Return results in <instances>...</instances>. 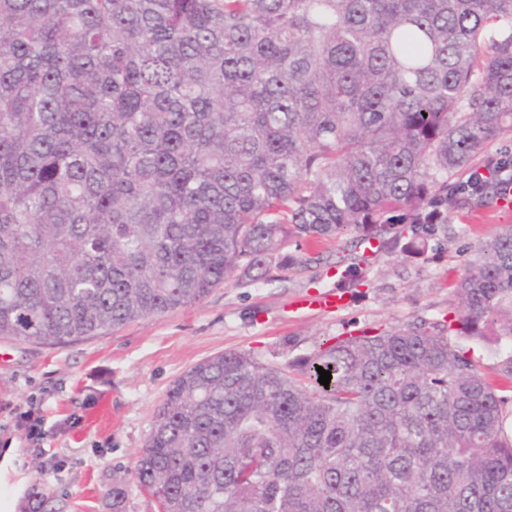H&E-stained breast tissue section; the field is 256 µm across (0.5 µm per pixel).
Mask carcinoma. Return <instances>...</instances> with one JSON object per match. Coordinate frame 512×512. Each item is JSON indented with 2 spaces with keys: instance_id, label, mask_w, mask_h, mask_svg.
Returning a JSON list of instances; mask_svg holds the SVG:
<instances>
[{
  "instance_id": "carcinoma-1",
  "label": "carcinoma",
  "mask_w": 512,
  "mask_h": 512,
  "mask_svg": "<svg viewBox=\"0 0 512 512\" xmlns=\"http://www.w3.org/2000/svg\"><path fill=\"white\" fill-rule=\"evenodd\" d=\"M507 128L512 0H0V337L63 347L262 284L291 236L421 255L459 198L506 196L478 156ZM455 293L451 320L283 366L197 363L138 486L158 512H512V365L461 346H512V224ZM466 350L470 348L469 355L472 356L484 368L491 378L497 376L501 364L512 357V348L506 345L496 346L494 344H477L463 342Z\"/></svg>"
}]
</instances>
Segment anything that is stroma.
Instances as JSON below:
<instances>
[{
  "instance_id": "stroma-1",
  "label": "stroma",
  "mask_w": 512,
  "mask_h": 512,
  "mask_svg": "<svg viewBox=\"0 0 512 512\" xmlns=\"http://www.w3.org/2000/svg\"><path fill=\"white\" fill-rule=\"evenodd\" d=\"M497 205L460 201L421 258L364 255L354 236L315 245L288 241L298 258L286 278L243 277L199 305L131 322L64 347L0 338V512L48 499L57 512H112L106 491L127 486V512H158L135 469L172 382L199 361L242 350L287 363L320 339L376 333L410 321L452 318L454 283L479 240L511 222ZM360 265L365 281L347 305L300 315L295 301L336 286L337 265ZM43 438H28L27 417Z\"/></svg>"
}]
</instances>
